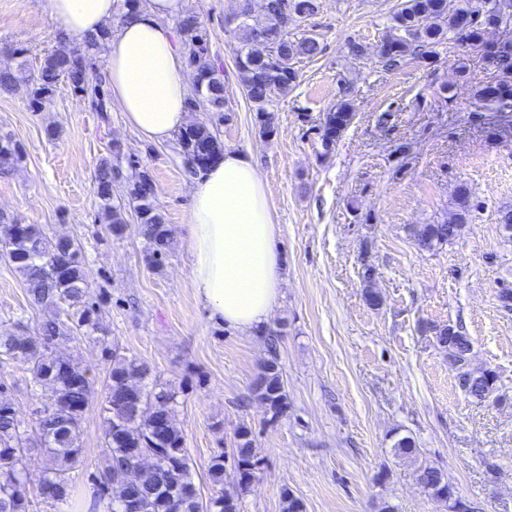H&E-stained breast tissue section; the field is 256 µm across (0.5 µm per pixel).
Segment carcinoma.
Segmentation results:
<instances>
[{
	"label": "carcinoma",
	"instance_id": "cac0c4a2",
	"mask_svg": "<svg viewBox=\"0 0 512 512\" xmlns=\"http://www.w3.org/2000/svg\"><path fill=\"white\" fill-rule=\"evenodd\" d=\"M496 0H459L453 10L448 0H403L393 15V26L381 38L384 50L380 59L384 66L395 69L409 56L431 55L448 34L455 42L470 50H478L487 42L489 25L512 29V13L501 14ZM319 0H238V9L228 20L234 22L239 47L236 54L238 83L256 110L259 133L274 132V114L267 109L272 96H286L296 86L300 59H312L322 52L320 41L313 36L294 39L288 26L318 13ZM263 16L260 23L253 14ZM183 34L184 51L193 82L200 98L189 102V111L209 113L208 119L192 122L177 134L185 154L194 155L198 167L223 155L217 136L218 125L228 119L231 108L224 95V82L218 69L205 61L208 54L206 28L199 14L188 11L178 21ZM109 29L66 42L46 53L38 67L30 69L0 65V93H10L20 83L31 90L32 100L39 101L64 83L88 101L101 119H108L109 94L106 82L92 75V52L100 47ZM272 41L266 55L254 49L259 35ZM486 66L494 74L490 83L472 89L473 96L487 105L512 107V42L498 52L481 53ZM354 118L353 106L344 100L329 108L320 126L324 153L343 136ZM23 158V151L8 135L0 136V168L13 167ZM121 146L112 145L110 155L103 157L95 173L99 209L115 236L127 228L128 210L138 220V233L146 243L145 262L154 269L162 266L172 242V231L155 205V189L144 172L134 173L121 185L122 193H114L121 177ZM458 210L445 222L422 224L414 230L418 245L426 250L451 242L469 214V192L464 186L456 191ZM12 231L0 239V257L22 277L30 303L51 310L49 318L34 333L20 336L13 331L0 332V365L19 362L30 374L29 385L37 392L42 409L48 415L38 419L37 436L41 447L55 460V466L34 475L28 466L30 438L25 436L22 422L9 403H0V512H30L29 494L38 495L52 507L72 499L71 473L82 465L80 446L81 421L93 398V388L86 374L75 371L68 343L79 336L101 343L109 361L107 384L101 411L104 414L102 447L106 468L99 492L92 494V512H116L137 486V512H238L239 494L254 478L259 464L258 448L251 430L241 426L236 432L233 458L235 490H224V456L213 458L207 477L216 487L206 504L199 501L192 468L184 448V434L177 425L175 407L178 391L172 385L152 376L150 369L134 357L117 353L103 333L100 306L87 301L89 282L80 245L73 239L48 238L35 224L0 216ZM256 397L274 414L286 407V393L277 353L263 364L254 384ZM151 448L158 456L157 465L130 481L116 470L128 459ZM395 452L407 459H417L420 450L409 437L397 440ZM417 473L427 478V485L438 498L454 497L452 485L441 470L420 464Z\"/></svg>",
	"mask_w": 512,
	"mask_h": 512
}]
</instances>
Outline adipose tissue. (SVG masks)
I'll return each mask as SVG.
<instances>
[{
    "instance_id": "adipose-tissue-1",
    "label": "adipose tissue",
    "mask_w": 512,
    "mask_h": 512,
    "mask_svg": "<svg viewBox=\"0 0 512 512\" xmlns=\"http://www.w3.org/2000/svg\"><path fill=\"white\" fill-rule=\"evenodd\" d=\"M57 29L80 38L99 33L118 13V0H42ZM185 0H149L122 18L103 44L112 103L126 123L161 143L188 122L190 78L184 54L166 24ZM186 241L189 286L228 327L265 321L278 300L281 266L277 227L266 182L250 158L224 152L191 188Z\"/></svg>"
}]
</instances>
